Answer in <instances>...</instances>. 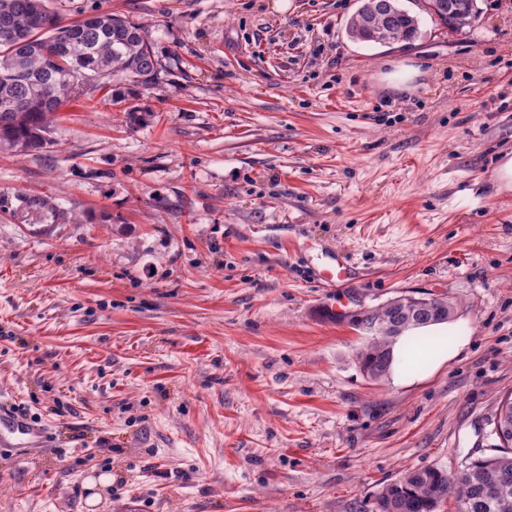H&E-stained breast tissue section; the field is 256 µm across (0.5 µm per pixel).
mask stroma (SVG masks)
Segmentation results:
<instances>
[{
    "label": "stroma",
    "mask_w": 512,
    "mask_h": 512,
    "mask_svg": "<svg viewBox=\"0 0 512 512\" xmlns=\"http://www.w3.org/2000/svg\"><path fill=\"white\" fill-rule=\"evenodd\" d=\"M50 0L147 27L158 82L0 147V512H373L491 455L512 392V0L459 36L350 40L358 0ZM418 68L410 88L387 75ZM27 196L50 203L22 206ZM345 254L347 280L318 273ZM440 296L467 346L370 381L340 311ZM4 430L27 436V441L24 442L27 446L42 444L48 438L47 432L40 427L25 423L15 416L0 414V439Z\"/></svg>",
    "instance_id": "1"
}]
</instances>
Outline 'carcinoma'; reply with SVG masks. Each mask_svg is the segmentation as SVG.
Returning <instances> with one entry per match:
<instances>
[{"label": "carcinoma", "instance_id": "cac0c4a2", "mask_svg": "<svg viewBox=\"0 0 512 512\" xmlns=\"http://www.w3.org/2000/svg\"><path fill=\"white\" fill-rule=\"evenodd\" d=\"M435 23L458 34L479 16L477 0H425ZM351 37L367 43L410 42L419 21L398 0H377L359 8L350 22ZM161 64L146 26L111 13H92L62 24L47 0H0V146L22 151L49 144V118L65 102L84 95L82 79L112 77L147 89L159 79ZM137 93L117 91L112 102L125 104L131 124L141 108ZM440 323V316L416 298L394 297L377 308L349 315L365 344L356 360L372 381H382L391 366V348L402 329ZM497 454L465 462L456 474L435 468L408 469L386 484L376 498V512H440L448 496L465 512H512V438Z\"/></svg>", "mask_w": 512, "mask_h": 512}]
</instances>
